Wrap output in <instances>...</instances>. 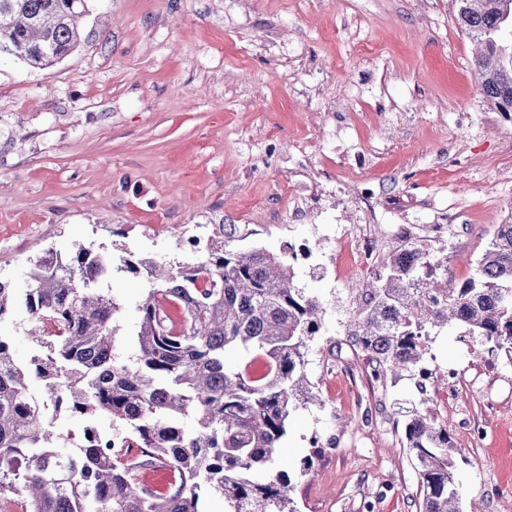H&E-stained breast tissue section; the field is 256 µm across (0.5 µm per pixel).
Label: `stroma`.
I'll return each instance as SVG.
<instances>
[{"label": "stroma", "mask_w": 512, "mask_h": 512, "mask_svg": "<svg viewBox=\"0 0 512 512\" xmlns=\"http://www.w3.org/2000/svg\"><path fill=\"white\" fill-rule=\"evenodd\" d=\"M81 35L47 68L0 58V279L24 285L30 259L68 254L75 241L111 256L117 342L129 356L149 283L124 261L194 262L181 241L217 224L235 225L241 249L316 243L294 271L299 287L342 300L308 366L325 405L290 416L276 465L293 477L298 512H417L399 425L437 391L419 392L407 373L373 380L362 356L337 347L359 277L320 232L346 230L368 187L389 249L393 225L431 223L411 202L432 197L468 228L432 249L461 281L512 213V122L477 91L475 44L452 0H91ZM302 142L316 155L300 156ZM366 144L373 153L355 161ZM292 171L344 192L314 219L296 218ZM330 254L333 274L322 268ZM29 328L22 307L0 323L25 367L37 352ZM469 347L456 330L433 339L438 362L468 380L448 403V432L480 512H502L512 500V366L500 365L493 389L475 385L482 366ZM464 417L487 426L484 446L463 441ZM315 432L323 452L304 472Z\"/></svg>", "instance_id": "35a3bbf8"}]
</instances>
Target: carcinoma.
Returning a JSON list of instances; mask_svg holds the SVG:
<instances>
[{"label":"carcinoma","instance_id":"cac0c4a2","mask_svg":"<svg viewBox=\"0 0 512 512\" xmlns=\"http://www.w3.org/2000/svg\"><path fill=\"white\" fill-rule=\"evenodd\" d=\"M454 19L479 46L478 89L512 121V0H453ZM88 0H0V56L32 68L57 63L80 42ZM219 227L198 262L173 269L127 261L151 288L137 305L136 353H116L122 306L105 293L112 259L78 246L29 260L33 287L19 295L0 280V319L23 303L38 345L34 371L18 365L0 337V501L21 512H200L202 487L225 512H297L295 482L272 467L291 412L324 406L307 367L328 332L327 302L295 284L293 261L262 246H232ZM439 266L415 242L384 259L360 283L340 322L345 342L372 376L415 371L420 340L455 326L512 362V217L495 226L472 273L440 283ZM50 323L57 333L41 328ZM259 361L265 371L250 372ZM58 393L57 410L101 414L125 432L101 439L92 428L75 453L31 401L30 376ZM194 418L187 430L180 420ZM416 469L419 512H464L454 470L460 451L421 410L404 422ZM169 465L179 482L164 497L140 489L144 468Z\"/></svg>","mask_w":512,"mask_h":512}]
</instances>
